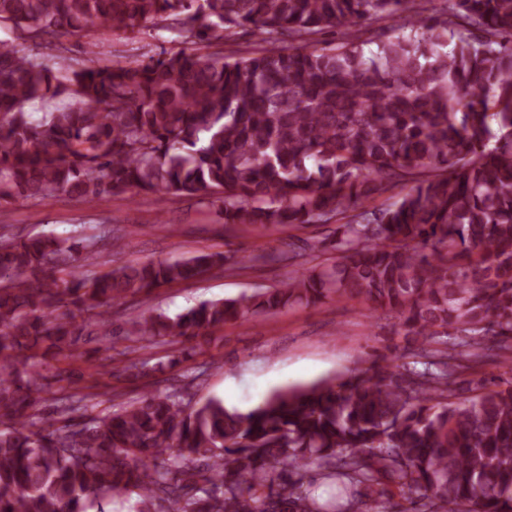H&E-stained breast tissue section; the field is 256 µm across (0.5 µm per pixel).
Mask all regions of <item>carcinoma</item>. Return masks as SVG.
Segmentation results:
<instances>
[{
  "label": "carcinoma",
  "instance_id": "cac0c4a2",
  "mask_svg": "<svg viewBox=\"0 0 512 512\" xmlns=\"http://www.w3.org/2000/svg\"><path fill=\"white\" fill-rule=\"evenodd\" d=\"M416 2L0 0L14 35L0 47V202L218 194L229 228L345 220L333 263L173 318L143 313L126 340L201 350L228 323L359 298L397 314L414 358L277 390L248 411L192 404L191 380L78 422L95 394L55 388L53 362L111 340L108 308L238 261L86 275L103 236L1 234L0 512H105L115 498L129 512H362L391 486L408 503L399 512H512V387L483 378L454 394L469 363L512 353V0H432L442 21L417 17ZM384 16L408 31L358 35ZM156 27L203 47L250 27L263 46L75 66L62 42ZM329 31L338 42L318 40ZM400 185L396 201L363 209ZM313 467L339 495L305 489Z\"/></svg>",
  "mask_w": 512,
  "mask_h": 512
}]
</instances>
